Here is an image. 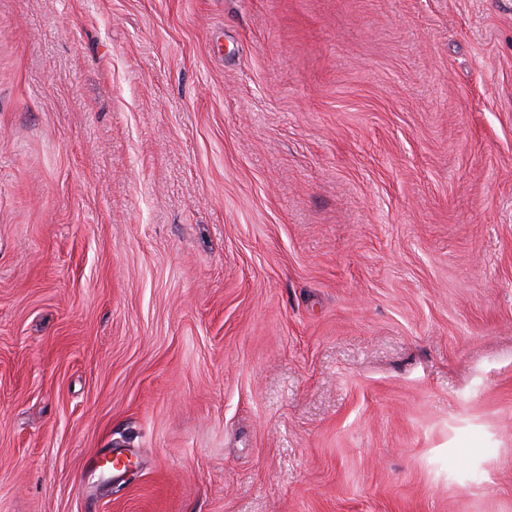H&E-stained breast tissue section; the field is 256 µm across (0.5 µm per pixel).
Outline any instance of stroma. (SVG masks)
I'll return each mask as SVG.
<instances>
[{
	"mask_svg": "<svg viewBox=\"0 0 512 512\" xmlns=\"http://www.w3.org/2000/svg\"><path fill=\"white\" fill-rule=\"evenodd\" d=\"M0 512H512V0H0Z\"/></svg>",
	"mask_w": 512,
	"mask_h": 512,
	"instance_id": "obj_1",
	"label": "stroma"
}]
</instances>
